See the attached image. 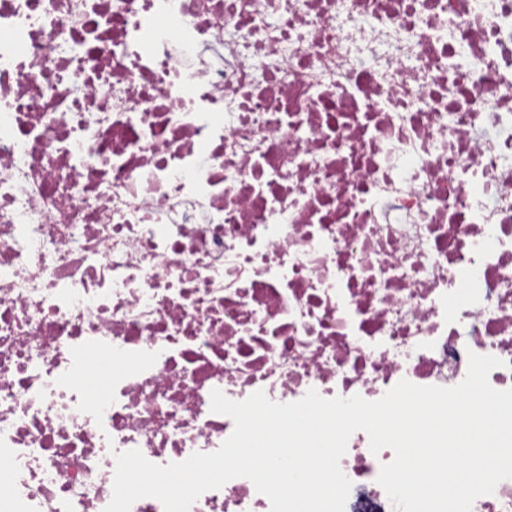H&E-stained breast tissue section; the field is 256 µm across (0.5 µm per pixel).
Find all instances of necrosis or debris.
Returning <instances> with one entry per match:
<instances>
[{"label":"necrosis or debris","mask_w":512,"mask_h":512,"mask_svg":"<svg viewBox=\"0 0 512 512\" xmlns=\"http://www.w3.org/2000/svg\"><path fill=\"white\" fill-rule=\"evenodd\" d=\"M472 352L512 388V0H0V512L217 451L212 390L376 400ZM392 458L352 434L345 512Z\"/></svg>","instance_id":"4bbe7bcc"}]
</instances>
